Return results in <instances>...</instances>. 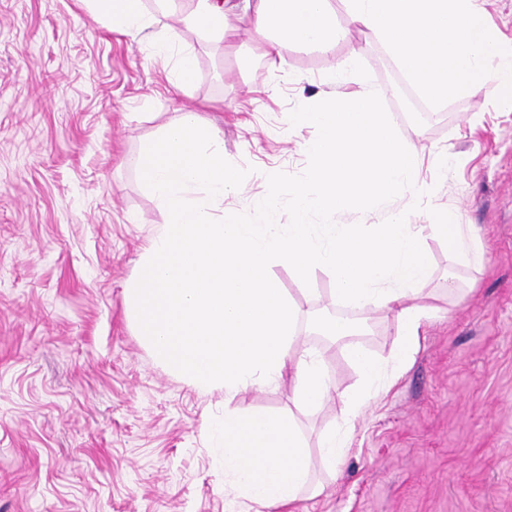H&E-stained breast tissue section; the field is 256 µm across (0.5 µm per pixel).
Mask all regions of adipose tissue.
Returning a JSON list of instances; mask_svg holds the SVG:
<instances>
[{
  "instance_id": "adipose-tissue-1",
  "label": "adipose tissue",
  "mask_w": 512,
  "mask_h": 512,
  "mask_svg": "<svg viewBox=\"0 0 512 512\" xmlns=\"http://www.w3.org/2000/svg\"><path fill=\"white\" fill-rule=\"evenodd\" d=\"M96 18L106 20L113 29L139 41L152 26L143 0H92ZM330 0H195L190 15L194 33L214 35L224 41L235 40L238 28L234 18L248 19L257 31L274 30L278 42L266 45L263 57L270 65L282 62V43L313 45L323 51L334 50L336 30L331 26Z\"/></svg>"
}]
</instances>
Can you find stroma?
I'll list each match as a JSON object with an SVG mask.
<instances>
[{
  "mask_svg": "<svg viewBox=\"0 0 512 512\" xmlns=\"http://www.w3.org/2000/svg\"><path fill=\"white\" fill-rule=\"evenodd\" d=\"M143 6L153 26L134 42L95 18L91 0H0V512H512V109L491 86L429 106L387 46L349 24L343 0L331 3L335 51L287 44L279 70L249 21L228 47L187 30L193 0ZM184 48L196 70L181 89ZM349 60L347 80L330 82ZM362 90L381 95L428 193L414 213L403 193L340 222L403 213L420 225L430 209L449 211L479 236L486 265L456 263L424 237L432 271L417 302L435 314L412 366L351 424L336 473L322 440L341 425L344 398L366 387L311 315L358 324L356 343L384 366L396 320L341 303L328 270L305 284L286 262L270 267L331 399L301 405L288 372L235 398L242 411L290 413L310 457L308 489L269 509L233 491L210 439L223 389L194 386L137 332L125 288L164 214L129 159L179 112H199L225 159L249 171L215 214L249 212L268 174L307 166L317 131L291 125V110ZM438 151L446 169L433 164Z\"/></svg>",
  "mask_w": 512,
  "mask_h": 512,
  "instance_id": "obj_1",
  "label": "stroma"
}]
</instances>
